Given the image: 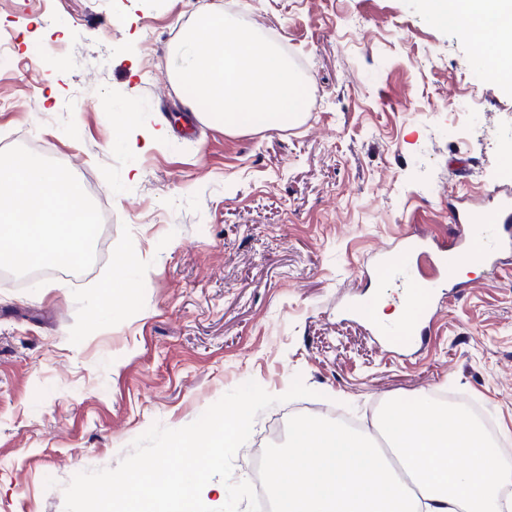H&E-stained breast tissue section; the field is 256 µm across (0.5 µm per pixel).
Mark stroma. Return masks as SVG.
<instances>
[{"label":"stroma","instance_id":"35a3bbf8","mask_svg":"<svg viewBox=\"0 0 512 512\" xmlns=\"http://www.w3.org/2000/svg\"><path fill=\"white\" fill-rule=\"evenodd\" d=\"M212 9L299 68L297 121L227 131L186 115L174 47ZM0 24L20 35L0 131L112 215L86 272L0 280V512H64L75 474L116 467L153 424L184 427L250 379L280 395L301 377L369 431L389 404L442 391L512 441V251L424 291L411 346L364 312L404 293L375 275L387 251L408 234L449 246L464 233L449 192L512 171V93L479 74L492 44L423 0H0ZM142 129L156 136L137 150ZM302 404L256 417L234 480L253 448L287 449Z\"/></svg>","mask_w":512,"mask_h":512}]
</instances>
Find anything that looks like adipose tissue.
Masks as SVG:
<instances>
[{"instance_id": "obj_1", "label": "adipose tissue", "mask_w": 512, "mask_h": 512, "mask_svg": "<svg viewBox=\"0 0 512 512\" xmlns=\"http://www.w3.org/2000/svg\"><path fill=\"white\" fill-rule=\"evenodd\" d=\"M438 24L473 41L512 45V0H425ZM378 427L398 462L369 435L338 422L299 420L291 454L270 461L274 512H512V464L464 409L429 400L389 406Z\"/></svg>"}]
</instances>
